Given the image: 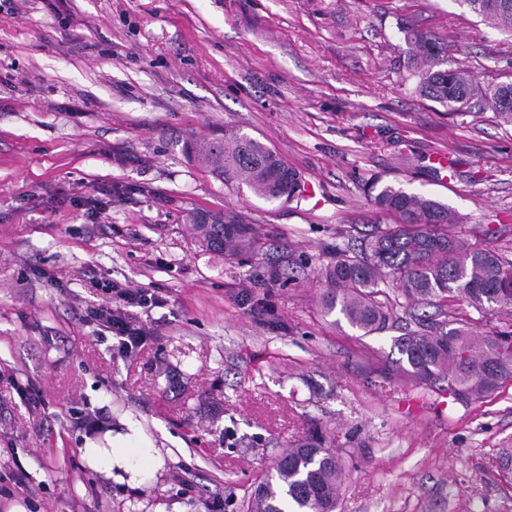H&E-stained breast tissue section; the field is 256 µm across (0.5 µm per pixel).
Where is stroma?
I'll use <instances>...</instances> for the list:
<instances>
[{
	"label": "stroma",
	"instance_id": "stroma-1",
	"mask_svg": "<svg viewBox=\"0 0 512 512\" xmlns=\"http://www.w3.org/2000/svg\"><path fill=\"white\" fill-rule=\"evenodd\" d=\"M408 21L481 85L512 70V36L459 0H0V512H240L314 424L342 448L339 512H512V380L453 400L385 371L402 308L363 336L319 302L320 268L394 221L364 195L375 177L512 259V126L416 92ZM233 132L308 197L258 198L182 153ZM197 211L252 225L259 256L206 250ZM105 283L162 299L134 309L150 334L133 355L93 318ZM450 313L512 327L507 309ZM127 418L135 485L82 456Z\"/></svg>",
	"mask_w": 512,
	"mask_h": 512
}]
</instances>
